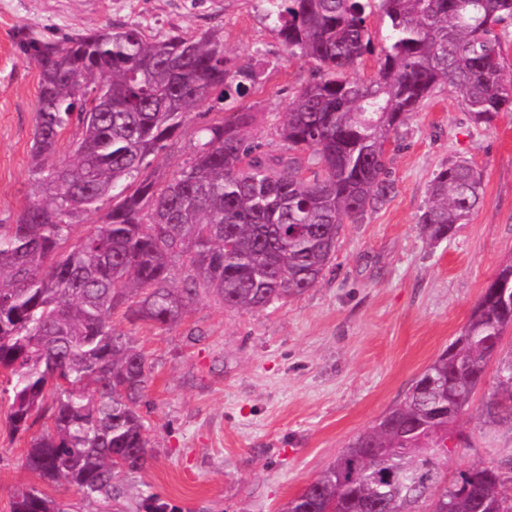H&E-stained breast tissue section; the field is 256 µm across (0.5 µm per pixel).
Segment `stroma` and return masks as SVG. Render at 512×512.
I'll use <instances>...</instances> for the list:
<instances>
[{
  "instance_id": "obj_1",
  "label": "stroma",
  "mask_w": 512,
  "mask_h": 512,
  "mask_svg": "<svg viewBox=\"0 0 512 512\" xmlns=\"http://www.w3.org/2000/svg\"><path fill=\"white\" fill-rule=\"evenodd\" d=\"M263 0H0V222L31 196V139L38 69L17 47L21 29L47 36L136 25L152 36L214 35L225 50L265 64L242 102L263 152L286 153L275 125L312 76L290 56ZM211 98L183 119L177 142L154 163L166 173L193 152ZM465 161L483 175V201L452 238L433 242L418 224L441 166ZM393 189L345 225L323 278L259 312L201 297L165 329L113 326L145 354L141 411L146 464L121 474L109 499L77 486H47L70 512H281L355 435L400 402L413 380L458 336L484 286L512 254V112L472 122L459 92L437 89L392 136L385 155ZM463 416L471 445L449 456L448 476L512 456V423ZM0 401V512L38 483L27 438L14 436Z\"/></svg>"
}]
</instances>
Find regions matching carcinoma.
<instances>
[{"instance_id":"cac0c4a2","label":"carcinoma","mask_w":512,"mask_h":512,"mask_svg":"<svg viewBox=\"0 0 512 512\" xmlns=\"http://www.w3.org/2000/svg\"><path fill=\"white\" fill-rule=\"evenodd\" d=\"M266 18L294 57L314 65L277 132L290 151L269 157L248 140L254 115L237 106L261 70L215 36L156 37L108 26L47 39L22 30L20 52L38 68L33 200L0 224V391L14 433L30 437L27 465L51 483L110 498L114 479L146 461L139 407L148 364L115 331V313L164 328L202 295L263 311L322 278L345 224L391 191L385 147L441 86L460 92L470 118L512 111L496 27L512 0H264ZM390 33L369 80L351 77L372 50L369 19ZM224 113L204 123L190 160L159 177L149 157L167 151L183 118L213 92ZM71 134L70 159H58ZM110 203L104 222L74 238L80 217ZM482 201L469 163L442 167L419 218L434 241L451 238ZM188 272L175 285V263ZM512 256L485 286L461 333L405 397L353 437L283 512L328 503L335 512H512V467L478 463L454 480L442 471L459 421L487 377L481 416L512 422ZM495 373H489L491 361ZM11 512H66L30 486Z\"/></svg>"}]
</instances>
